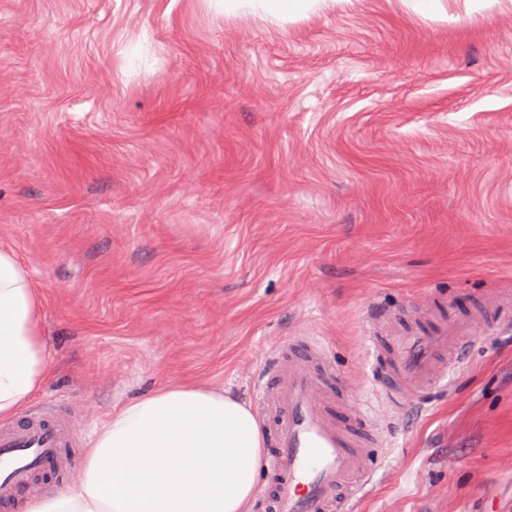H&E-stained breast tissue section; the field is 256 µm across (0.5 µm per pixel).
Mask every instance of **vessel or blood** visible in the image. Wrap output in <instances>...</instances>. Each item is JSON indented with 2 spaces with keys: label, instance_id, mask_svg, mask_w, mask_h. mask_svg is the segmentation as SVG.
I'll list each match as a JSON object with an SVG mask.
<instances>
[{
  "label": "vessel or blood",
  "instance_id": "obj_1",
  "mask_svg": "<svg viewBox=\"0 0 512 512\" xmlns=\"http://www.w3.org/2000/svg\"><path fill=\"white\" fill-rule=\"evenodd\" d=\"M512 321V295L486 297L457 313L451 296H430L402 311L368 317L363 333L372 354V383L390 405L415 406L453 367L469 337ZM280 343L255 402L267 426L270 512H346L359 482L375 468L385 411L367 412L344 384H331L329 353L310 340ZM66 441L54 420L0 434V498L55 470Z\"/></svg>",
  "mask_w": 512,
  "mask_h": 512
}]
</instances>
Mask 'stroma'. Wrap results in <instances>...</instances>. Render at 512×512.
Masks as SVG:
<instances>
[{"instance_id": "35a3bbf8", "label": "stroma", "mask_w": 512, "mask_h": 512, "mask_svg": "<svg viewBox=\"0 0 512 512\" xmlns=\"http://www.w3.org/2000/svg\"><path fill=\"white\" fill-rule=\"evenodd\" d=\"M340 0L278 27L218 0H0V247L51 373L0 432L60 420L72 483L115 408L197 381L253 405L305 333L436 290L512 295V6ZM396 418L353 512H512V324Z\"/></svg>"}]
</instances>
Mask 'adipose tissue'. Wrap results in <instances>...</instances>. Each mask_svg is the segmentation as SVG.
<instances>
[{
	"label": "adipose tissue",
	"instance_id": "1",
	"mask_svg": "<svg viewBox=\"0 0 512 512\" xmlns=\"http://www.w3.org/2000/svg\"><path fill=\"white\" fill-rule=\"evenodd\" d=\"M321 0H224L228 15L275 25ZM50 373L37 292L14 251L0 248V422L13 420ZM264 438L249 408L195 383L167 384L114 410L79 479L31 496L20 512H251Z\"/></svg>",
	"mask_w": 512,
	"mask_h": 512
}]
</instances>
